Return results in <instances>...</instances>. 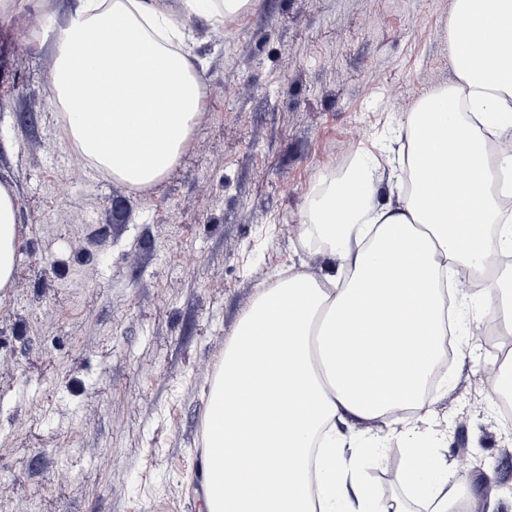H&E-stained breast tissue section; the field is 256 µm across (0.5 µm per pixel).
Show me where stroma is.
Listing matches in <instances>:
<instances>
[{"mask_svg":"<svg viewBox=\"0 0 512 512\" xmlns=\"http://www.w3.org/2000/svg\"><path fill=\"white\" fill-rule=\"evenodd\" d=\"M454 2L258 0L221 28L190 22L207 100L144 193L74 159L49 102L52 39L22 49L15 15L0 16V185L21 226L0 291V512H204L201 415L219 354L284 272L346 278L343 259L299 237L312 192L372 157L377 202L401 205V128L458 81ZM478 305L431 407L473 512H512V421L488 405L499 340ZM399 426H340L384 446L362 475L389 495Z\"/></svg>","mask_w":512,"mask_h":512,"instance_id":"35a3bbf8","label":"stroma"}]
</instances>
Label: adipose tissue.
<instances>
[{
	"mask_svg": "<svg viewBox=\"0 0 512 512\" xmlns=\"http://www.w3.org/2000/svg\"><path fill=\"white\" fill-rule=\"evenodd\" d=\"M256 0H79L52 33L50 102L63 110L61 140L93 170L134 190L156 185L187 147L203 87L187 44L190 21L212 26ZM500 42L481 66L470 31ZM448 52L458 83L422 97L403 128L411 189L401 206L371 202L374 167L313 192L301 233L340 254L343 283L306 273L260 289L225 344L201 420L205 512H472L463 482H449L434 448L425 398L448 357L442 270L489 272L485 315L512 335V267L487 245L498 228L512 247L500 200L512 196V153L488 157L486 133H512V0H455ZM14 193L0 186V290L21 245ZM411 410L399 435L403 495L361 476L368 451L340 447L339 423Z\"/></svg>",
	"mask_w": 512,
	"mask_h": 512,
	"instance_id": "ef3b65f1",
	"label": "adipose tissue"
}]
</instances>
